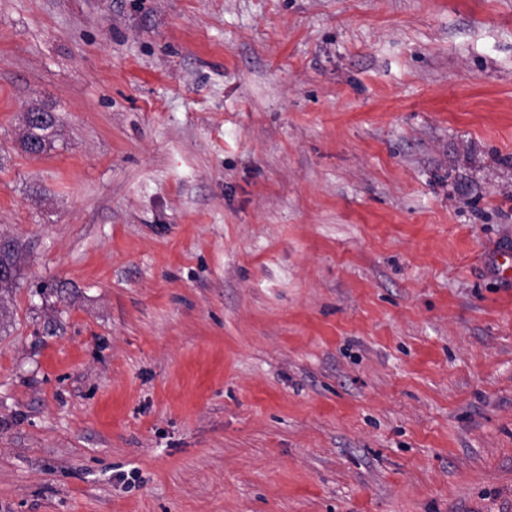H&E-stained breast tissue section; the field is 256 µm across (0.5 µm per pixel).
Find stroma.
I'll return each mask as SVG.
<instances>
[{
	"label": "stroma",
	"mask_w": 512,
	"mask_h": 512,
	"mask_svg": "<svg viewBox=\"0 0 512 512\" xmlns=\"http://www.w3.org/2000/svg\"><path fill=\"white\" fill-rule=\"evenodd\" d=\"M1 235L0 512H512V0H0ZM39 112L40 119L29 124L25 118L24 129L20 138L21 147L30 154H40L51 147L56 135L57 119L54 113L40 109L28 112ZM17 252V246L12 239L4 238L0 243V309L2 292L8 293L18 279Z\"/></svg>",
	"instance_id": "35a3bbf8"
}]
</instances>
